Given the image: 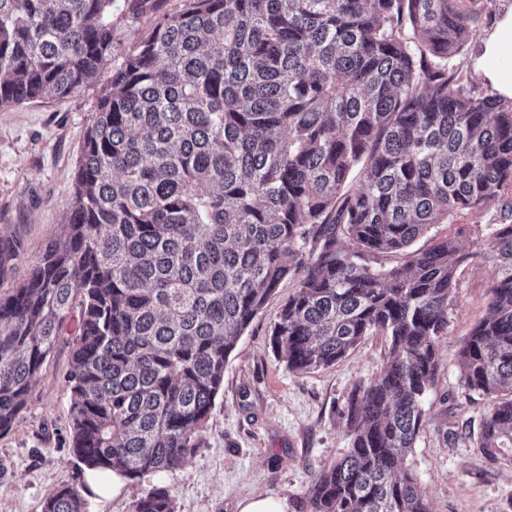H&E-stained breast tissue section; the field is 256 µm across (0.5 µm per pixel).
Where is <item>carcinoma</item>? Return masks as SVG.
I'll use <instances>...</instances> for the list:
<instances>
[{
    "label": "carcinoma",
    "instance_id": "carcinoma-1",
    "mask_svg": "<svg viewBox=\"0 0 512 512\" xmlns=\"http://www.w3.org/2000/svg\"><path fill=\"white\" fill-rule=\"evenodd\" d=\"M475 0H125L155 14L125 50L114 0H0V108L101 78L64 237L0 294V434L79 310L66 383L76 458L135 478L178 468L224 368L286 279L272 329L296 374L388 337L351 392L346 454L310 475V512H431L404 467L448 333L456 238L412 244L497 205L487 315L459 351L488 399L476 446L512 448V101L454 60ZM21 244L0 238V279ZM43 512H87L62 487ZM131 512H174L155 487Z\"/></svg>",
    "mask_w": 512,
    "mask_h": 512
}]
</instances>
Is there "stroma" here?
<instances>
[{
    "label": "stroma",
    "mask_w": 512,
    "mask_h": 512,
    "mask_svg": "<svg viewBox=\"0 0 512 512\" xmlns=\"http://www.w3.org/2000/svg\"><path fill=\"white\" fill-rule=\"evenodd\" d=\"M101 91L94 82L63 98L0 108V237L22 245L0 282L4 287L21 283L45 245L63 234L81 143ZM491 215L488 209L467 212L433 229L443 237L463 227L457 243L472 258L457 273L426 421L405 461L432 512H512V448L492 460L475 447L488 402L463 386L457 363L490 301L494 264L483 254V236ZM292 290V281H284L241 336L196 453L175 470L126 479L110 500L87 493L88 512H131L133 502L157 486L169 489L175 512H238L239 502L255 495L286 499L288 512H309V475L346 452L348 398L356 385L380 375L389 341L367 336L329 368L289 372L273 352L271 330ZM70 350L60 338L29 409L0 434V512H42L64 485L84 491L65 384Z\"/></svg>",
    "instance_id": "35a3bbf8"
}]
</instances>
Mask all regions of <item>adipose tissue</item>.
<instances>
[{"instance_id": "adipose-tissue-1", "label": "adipose tissue", "mask_w": 512, "mask_h": 512, "mask_svg": "<svg viewBox=\"0 0 512 512\" xmlns=\"http://www.w3.org/2000/svg\"><path fill=\"white\" fill-rule=\"evenodd\" d=\"M474 70L498 97L512 100V6L498 14L481 39Z\"/></svg>"}]
</instances>
